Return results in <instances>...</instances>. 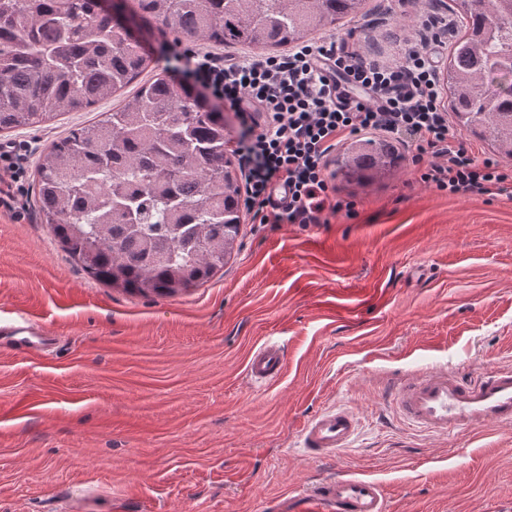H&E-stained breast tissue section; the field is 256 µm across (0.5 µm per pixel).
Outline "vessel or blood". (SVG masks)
<instances>
[{"mask_svg":"<svg viewBox=\"0 0 512 512\" xmlns=\"http://www.w3.org/2000/svg\"><path fill=\"white\" fill-rule=\"evenodd\" d=\"M19 351L39 350L50 339L42 328L20 312L10 325L0 327V345ZM286 368L284 346L265 342L256 346L246 364V377L255 385L279 381ZM400 416L438 436L459 434L496 425L512 428V368L479 365L474 376L463 379L445 370H427L412 376L392 391ZM359 426L357 414L336 407L305 422L300 445L308 459L317 461L349 448ZM268 512H388L379 481L342 471L319 478L294 495L273 498Z\"/></svg>","mask_w":512,"mask_h":512,"instance_id":"1","label":"vessel or blood"}]
</instances>
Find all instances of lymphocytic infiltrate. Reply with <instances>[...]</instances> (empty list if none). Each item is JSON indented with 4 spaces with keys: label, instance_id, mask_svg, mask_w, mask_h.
Listing matches in <instances>:
<instances>
[{
    "label": "lymphocytic infiltrate",
    "instance_id": "f902f5d3",
    "mask_svg": "<svg viewBox=\"0 0 512 512\" xmlns=\"http://www.w3.org/2000/svg\"><path fill=\"white\" fill-rule=\"evenodd\" d=\"M422 40L402 62L380 64L361 42L325 37L277 56L227 57L174 43L165 52L184 86L224 103L240 120L235 153L245 206L261 224H317L323 212L354 217L333 200L329 157L347 135L380 131L410 140L420 182L451 195L503 192L512 172L478 160L441 107L437 58Z\"/></svg>",
    "mask_w": 512,
    "mask_h": 512
}]
</instances>
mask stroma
Returning <instances> with one entry per match:
<instances>
[{"label":"stroma","instance_id":"35a3bbf8","mask_svg":"<svg viewBox=\"0 0 512 512\" xmlns=\"http://www.w3.org/2000/svg\"><path fill=\"white\" fill-rule=\"evenodd\" d=\"M453 0H367L333 26L393 64L419 16ZM167 75L174 34L138 22ZM0 133L28 159L0 205V324L30 313L56 343L0 350V512H266L269 499L346 467L380 481L389 512H512V430L437 437L402 423L388 394L412 374L469 378L512 367V196H452L418 182L413 150L357 183L334 176L357 214L328 223L255 224L223 271L174 296L95 282L57 243L36 203L39 155L133 95ZM282 343L284 376L247 382L252 349ZM353 409L350 446L306 459L298 432L317 411Z\"/></svg>","mask_w":512,"mask_h":512}]
</instances>
